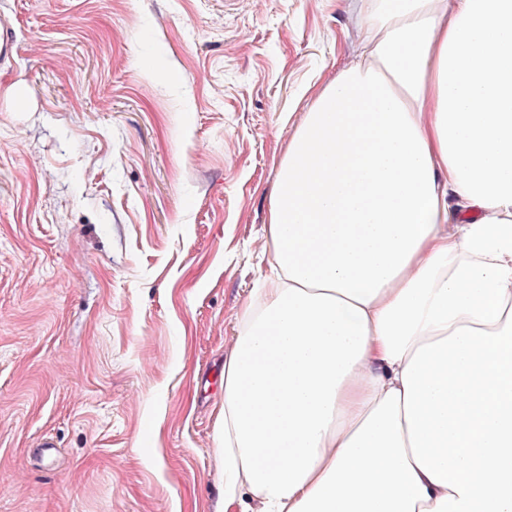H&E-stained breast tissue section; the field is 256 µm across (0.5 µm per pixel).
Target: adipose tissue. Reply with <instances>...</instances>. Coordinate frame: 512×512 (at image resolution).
<instances>
[{
    "instance_id": "ef3b65f1",
    "label": "adipose tissue",
    "mask_w": 512,
    "mask_h": 512,
    "mask_svg": "<svg viewBox=\"0 0 512 512\" xmlns=\"http://www.w3.org/2000/svg\"><path fill=\"white\" fill-rule=\"evenodd\" d=\"M224 357V512H512V0H369Z\"/></svg>"
}]
</instances>
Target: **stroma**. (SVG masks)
I'll list each match as a JSON object with an SVG mask.
<instances>
[{"label":"stroma","instance_id":"stroma-1","mask_svg":"<svg viewBox=\"0 0 512 512\" xmlns=\"http://www.w3.org/2000/svg\"><path fill=\"white\" fill-rule=\"evenodd\" d=\"M361 5L0 0V512H219L224 355Z\"/></svg>","mask_w":512,"mask_h":512}]
</instances>
